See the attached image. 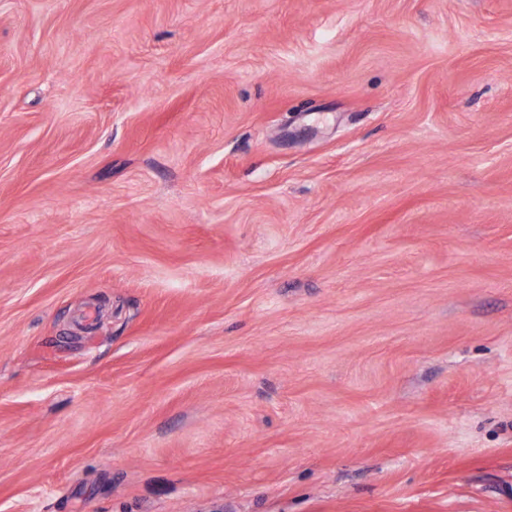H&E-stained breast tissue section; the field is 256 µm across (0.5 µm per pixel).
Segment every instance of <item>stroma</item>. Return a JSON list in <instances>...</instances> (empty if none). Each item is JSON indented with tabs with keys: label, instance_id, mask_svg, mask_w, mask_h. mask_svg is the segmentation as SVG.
Listing matches in <instances>:
<instances>
[{
	"label": "stroma",
	"instance_id": "35a3bbf8",
	"mask_svg": "<svg viewBox=\"0 0 512 512\" xmlns=\"http://www.w3.org/2000/svg\"><path fill=\"white\" fill-rule=\"evenodd\" d=\"M0 512H512V0H0Z\"/></svg>",
	"mask_w": 512,
	"mask_h": 512
}]
</instances>
